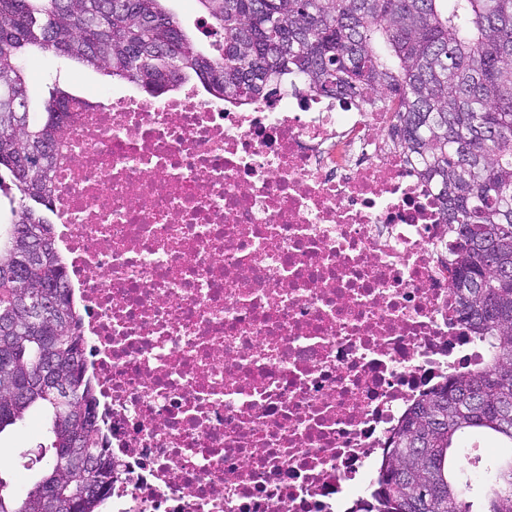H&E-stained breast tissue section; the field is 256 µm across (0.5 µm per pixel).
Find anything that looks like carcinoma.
<instances>
[{
    "label": "carcinoma",
    "mask_w": 512,
    "mask_h": 512,
    "mask_svg": "<svg viewBox=\"0 0 512 512\" xmlns=\"http://www.w3.org/2000/svg\"><path fill=\"white\" fill-rule=\"evenodd\" d=\"M224 45L206 54L164 0H0V185L13 220L0 224V432L31 411L50 414L44 466L25 493L0 478V512H100L83 483L112 472L84 377L81 317L51 223L52 162L76 97L29 112L26 56L59 55L151 95L196 76L208 94L245 102L288 78L323 92L370 91L394 113L392 135L439 191L455 245L448 258L458 313L491 348L487 364L453 373L389 442L374 512H474L455 474V439L475 432L512 449V0H197ZM43 248L19 280L4 275L24 228ZM55 307L28 330L31 297ZM68 384L61 402L15 380L47 365ZM480 512H512V455L486 468Z\"/></svg>",
    "instance_id": "1"
}]
</instances>
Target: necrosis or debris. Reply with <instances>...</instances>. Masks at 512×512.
<instances>
[{"label":"necrosis or debris","mask_w":512,"mask_h":512,"mask_svg":"<svg viewBox=\"0 0 512 512\" xmlns=\"http://www.w3.org/2000/svg\"><path fill=\"white\" fill-rule=\"evenodd\" d=\"M52 221L115 464L106 512H368L390 438L488 349L389 113L304 82L79 98Z\"/></svg>","instance_id":"4bbe7bcc"}]
</instances>
